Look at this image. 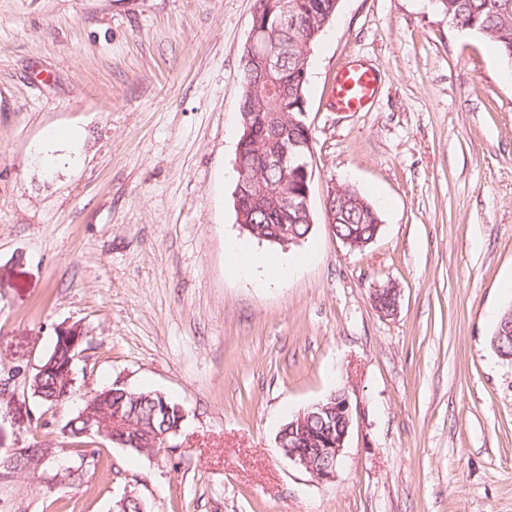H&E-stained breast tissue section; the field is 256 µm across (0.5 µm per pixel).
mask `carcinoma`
<instances>
[{"label":"carcinoma","mask_w":512,"mask_h":512,"mask_svg":"<svg viewBox=\"0 0 512 512\" xmlns=\"http://www.w3.org/2000/svg\"><path fill=\"white\" fill-rule=\"evenodd\" d=\"M260 19L257 46L261 55L243 70L240 111L254 115L253 134L239 140L242 173L236 177L262 184L268 191L266 207L243 213L241 223L252 228L246 234L259 242L273 243L286 226L299 238L310 234L307 214L289 204L303 193L305 178L300 165L309 155L312 142L306 111L309 79L303 77L301 56L313 46L335 17L339 0H257ZM437 11L448 23L484 35L496 45L502 60L512 65V0H435ZM338 233L346 238L369 240L377 231V208L355 189L346 185L333 198ZM69 348L55 341L44 359V371L29 380L32 394L47 408L67 404L66 389L71 382ZM91 412L107 423L106 440L122 448L152 454L160 450L158 436L184 424L185 412L164 394L132 390L116 382L93 399ZM306 420L303 448H317L324 435L336 432V415L311 410ZM69 438L78 446L80 460L98 463L99 452L83 447L85 422L68 420ZM41 471L51 467L38 451L13 466L0 464V482L25 475V467Z\"/></svg>","instance_id":"obj_1"}]
</instances>
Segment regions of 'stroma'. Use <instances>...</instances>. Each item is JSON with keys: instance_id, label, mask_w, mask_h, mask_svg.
Returning <instances> with one entry per match:
<instances>
[{"instance_id": "obj_1", "label": "stroma", "mask_w": 512, "mask_h": 512, "mask_svg": "<svg viewBox=\"0 0 512 512\" xmlns=\"http://www.w3.org/2000/svg\"><path fill=\"white\" fill-rule=\"evenodd\" d=\"M256 0H0V460L75 451L69 410L28 378L60 327L89 340L79 385L157 390L186 421L139 455L96 438L55 490L0 484V512H512V66L434 0H340L304 56L315 224L282 249L236 222L243 52ZM371 68L360 111L336 75ZM51 128L78 154L39 162ZM355 188L382 227L344 245L324 200ZM306 262L267 285L226 247ZM395 282L398 311L375 310ZM348 392L335 481L280 452L282 424ZM45 426H37V418ZM377 86L375 73L361 65H349L336 80V102L347 111L363 108L374 96ZM383 286L389 288H382L381 285H378L376 286V288L372 289V304L375 307V309L384 316L395 315L399 307L401 290L394 282L391 281L383 284ZM383 289H385L386 291L384 297H382Z\"/></svg>"}]
</instances>
